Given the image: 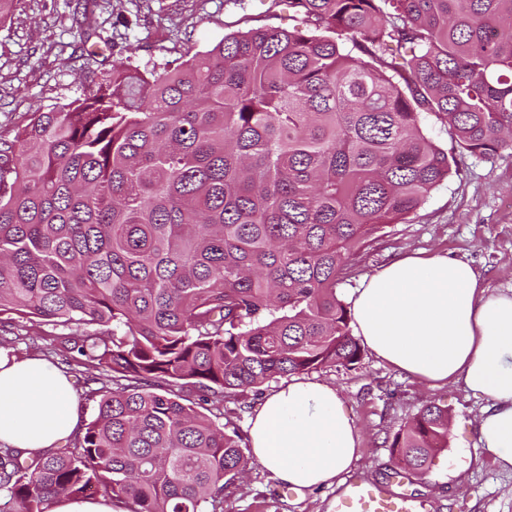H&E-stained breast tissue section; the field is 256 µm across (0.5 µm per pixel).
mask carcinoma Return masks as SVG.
<instances>
[{
    "mask_svg": "<svg viewBox=\"0 0 512 512\" xmlns=\"http://www.w3.org/2000/svg\"><path fill=\"white\" fill-rule=\"evenodd\" d=\"M280 2L302 24L161 73L116 62L0 146V326L95 327L62 352L112 374L75 444L27 466L0 448L14 512L217 509L251 462L224 398L359 364L337 292L351 256L465 157L512 148V0ZM384 444L424 473L448 409ZM53 505L49 504L46 512H124L120 504L112 505L105 501L71 499L64 496L58 497Z\"/></svg>",
    "mask_w": 512,
    "mask_h": 512,
    "instance_id": "1",
    "label": "carcinoma"
}]
</instances>
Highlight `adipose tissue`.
Here are the masks:
<instances>
[{"instance_id": "obj_1", "label": "adipose tissue", "mask_w": 512, "mask_h": 512, "mask_svg": "<svg viewBox=\"0 0 512 512\" xmlns=\"http://www.w3.org/2000/svg\"><path fill=\"white\" fill-rule=\"evenodd\" d=\"M352 327L386 364L433 388L463 382L488 405L478 441L512 470V294L486 288L466 262L401 257L366 277ZM73 386L37 357L0 359V442L45 453L78 432ZM255 460L302 494L339 485L361 458L359 433L337 391L296 377L269 394L250 422Z\"/></svg>"}]
</instances>
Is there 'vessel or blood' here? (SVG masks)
<instances>
[{
    "instance_id": "1",
    "label": "vessel or blood",
    "mask_w": 512,
    "mask_h": 512,
    "mask_svg": "<svg viewBox=\"0 0 512 512\" xmlns=\"http://www.w3.org/2000/svg\"><path fill=\"white\" fill-rule=\"evenodd\" d=\"M423 500L395 490L392 484L351 475L333 502V512H425Z\"/></svg>"
}]
</instances>
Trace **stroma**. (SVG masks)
Masks as SVG:
<instances>
[{"instance_id":"1","label":"stroma","mask_w":512,"mask_h":512,"mask_svg":"<svg viewBox=\"0 0 512 512\" xmlns=\"http://www.w3.org/2000/svg\"><path fill=\"white\" fill-rule=\"evenodd\" d=\"M292 24L280 0H20L0 20V142L12 140L31 113L82 96L113 63L161 70L187 53L210 49L225 35ZM412 253L456 257L490 290L512 293V150L489 161L465 158L460 173L404 222L382 229L353 260L339 288L342 298L351 300L366 275ZM82 333L76 326L25 321L0 335L10 340L12 356L41 357L62 368L86 423L98 404L87 382L101 372L85 359L64 364L57 352L60 336ZM310 377L335 388L356 423L362 456L354 473L385 480L394 463L384 438L436 402L448 408V448L425 474L408 476L406 491L425 499L428 512H512V470L501 469L479 446L485 401L462 384L428 388L369 351L355 369H324ZM336 493L331 486L298 495L254 463L225 489L224 512H331Z\"/></svg>"}]
</instances>
